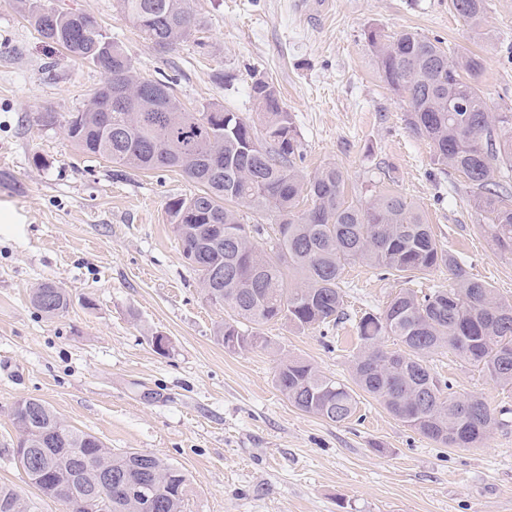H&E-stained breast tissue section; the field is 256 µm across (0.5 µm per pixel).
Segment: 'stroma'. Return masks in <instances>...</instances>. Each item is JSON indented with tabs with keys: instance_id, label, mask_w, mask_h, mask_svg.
<instances>
[{
	"instance_id": "obj_1",
	"label": "stroma",
	"mask_w": 512,
	"mask_h": 512,
	"mask_svg": "<svg viewBox=\"0 0 512 512\" xmlns=\"http://www.w3.org/2000/svg\"><path fill=\"white\" fill-rule=\"evenodd\" d=\"M45 2L95 15L140 76L169 82L188 108L217 103L253 120L252 82H273L305 172L337 165L359 198L398 190L474 277L512 300V255L487 238L468 186L409 131L406 103L364 37L372 25L409 29L480 55L478 84L497 112L512 106V0H487L478 29L448 0H194L199 39L170 52L121 21L116 0ZM104 81L42 42L16 0H0V485L31 512H67L27 483L15 458L12 409L35 397L113 452L152 453L182 470L185 512H512V388L455 355L429 364L455 395H478L495 411L477 448L425 438L364 393L351 421L332 423L297 410L275 385L288 356L350 382L359 317L381 310L401 282L356 263L343 273L336 323L298 331L272 322L260 329L267 346L245 351L217 341L227 314L203 298L166 211L191 184L82 154L40 119L67 118ZM47 281L71 297L63 316L30 303ZM158 333L171 340L168 354L152 346Z\"/></svg>"
}]
</instances>
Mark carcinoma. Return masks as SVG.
Listing matches in <instances>:
<instances>
[{
  "mask_svg": "<svg viewBox=\"0 0 512 512\" xmlns=\"http://www.w3.org/2000/svg\"><path fill=\"white\" fill-rule=\"evenodd\" d=\"M487 0H450L451 9L479 28ZM30 27L67 56L89 63L121 82L126 105L102 111L94 92L64 125L83 153L104 157L131 171L175 168L194 190L169 200L171 224L190 269L205 283L211 270H224L213 305L231 310L217 339L235 338L238 348L260 340L259 327L284 321L298 330L329 323L343 312L342 275L363 263L388 276L412 281L437 268L448 270L452 285L418 296L407 287L379 312H366L357 326L360 350L351 366L353 385L319 373L302 358L281 361L275 370L280 392L296 409L333 423L357 411V392L382 403L420 435L449 448H476L486 440L495 413L481 397L463 416L450 384L427 365L429 355L448 350L502 387H512V301L501 299L486 281L473 277L460 259L434 237L419 209L399 192L384 190L366 200L347 196L344 171L327 164L306 175L298 161L303 146L292 113L276 86L251 84L264 134L236 112L218 104L189 110L172 86L161 80L133 81L132 59L103 29L91 38L73 11L49 8L42 0H19ZM121 20L163 51L198 40L200 24L193 0H117ZM387 85L407 102L410 131L433 147L434 163L461 177L474 206L486 214L484 231L495 246L512 254V108L491 112L477 77L482 58L449 54L440 42L414 31L393 36L378 27L365 31ZM269 216L276 236L266 246L242 222L238 207ZM31 303L48 317L67 312L70 299L54 282L33 289ZM401 345L387 350L386 337ZM424 397L419 415L400 401ZM58 415L43 401L13 414L16 428L45 432L20 464L27 482L44 497L73 507L64 485L78 479L83 461L108 457L112 497L96 498L81 489L79 512H130L124 482L159 479L161 512H184L187 480L163 459L135 451L114 453L92 434L68 425L55 431Z\"/></svg>",
  "mask_w": 512,
  "mask_h": 512,
  "instance_id": "carcinoma-1",
  "label": "carcinoma"
}]
</instances>
